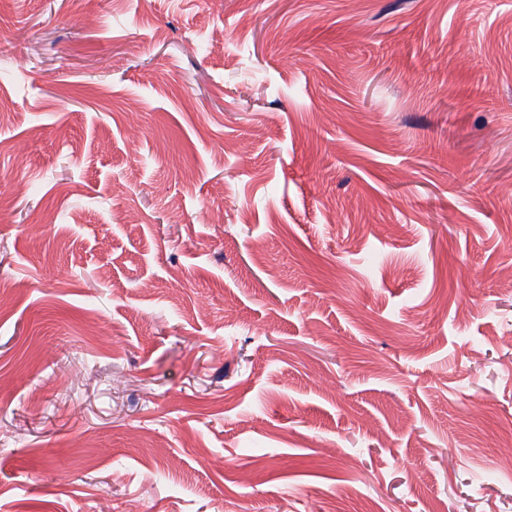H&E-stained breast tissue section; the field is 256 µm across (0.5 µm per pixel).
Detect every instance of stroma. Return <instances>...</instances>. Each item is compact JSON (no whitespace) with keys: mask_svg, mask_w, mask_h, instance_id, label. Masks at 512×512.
Masks as SVG:
<instances>
[{"mask_svg":"<svg viewBox=\"0 0 512 512\" xmlns=\"http://www.w3.org/2000/svg\"><path fill=\"white\" fill-rule=\"evenodd\" d=\"M0 99V512H512V0H0Z\"/></svg>","mask_w":512,"mask_h":512,"instance_id":"stroma-1","label":"stroma"}]
</instances>
